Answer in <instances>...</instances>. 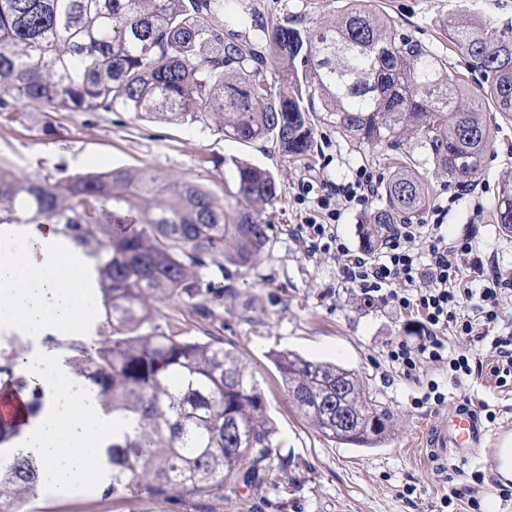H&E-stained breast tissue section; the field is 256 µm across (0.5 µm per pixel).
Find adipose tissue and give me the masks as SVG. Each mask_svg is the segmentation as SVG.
Masks as SVG:
<instances>
[{"instance_id":"1","label":"adipose tissue","mask_w":512,"mask_h":512,"mask_svg":"<svg viewBox=\"0 0 512 512\" xmlns=\"http://www.w3.org/2000/svg\"><path fill=\"white\" fill-rule=\"evenodd\" d=\"M101 308L96 273L82 249L53 225L0 224V327L20 336H61L89 326ZM40 379L39 407L10 445L41 466L52 485L71 489L100 477L115 433L131 432L133 412H106L88 380L74 373L63 356L33 353L16 363L0 345V365Z\"/></svg>"}]
</instances>
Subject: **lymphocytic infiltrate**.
<instances>
[{
  "mask_svg": "<svg viewBox=\"0 0 512 512\" xmlns=\"http://www.w3.org/2000/svg\"><path fill=\"white\" fill-rule=\"evenodd\" d=\"M379 193V184L368 169H358L352 180L323 184L313 214L298 225L297 233L310 253L323 241L336 242L337 225L344 210L368 203ZM381 253L372 258L338 245L340 274L345 285L359 289L365 302L383 299L402 310L420 313L430 330L416 344L398 343L389 353L404 374H412L424 361L447 360L456 378L478 376L483 362L470 354L447 353L443 333L465 337L470 343L490 345L500 383L512 378V336L497 335L500 307L512 288L484 275L482 261H475L477 287L464 284L460 255L472 252L470 236L449 238L442 221L422 226L393 224L385 233Z\"/></svg>",
  "mask_w": 512,
  "mask_h": 512,
  "instance_id": "lymphocytic-infiltrate-1",
  "label": "lymphocytic infiltrate"
}]
</instances>
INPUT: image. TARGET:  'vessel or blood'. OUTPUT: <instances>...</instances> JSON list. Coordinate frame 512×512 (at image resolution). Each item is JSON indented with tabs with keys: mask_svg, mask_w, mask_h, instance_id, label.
I'll list each match as a JSON object with an SVG mask.
<instances>
[{
	"mask_svg": "<svg viewBox=\"0 0 512 512\" xmlns=\"http://www.w3.org/2000/svg\"><path fill=\"white\" fill-rule=\"evenodd\" d=\"M22 406L20 393H1L0 422L13 423ZM432 442L437 449L451 448L454 456L463 462L486 459L490 466V485L493 490L500 492L512 486V479L505 474L508 466L512 465V440L486 439L484 430L470 412L456 409L450 424L437 431Z\"/></svg>",
	"mask_w": 512,
	"mask_h": 512,
	"instance_id": "vessel-or-blood-1",
	"label": "vessel or blood"
}]
</instances>
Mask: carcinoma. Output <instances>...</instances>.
<instances>
[{
    "instance_id": "cac0c4a2",
    "label": "carcinoma",
    "mask_w": 512,
    "mask_h": 512,
    "mask_svg": "<svg viewBox=\"0 0 512 512\" xmlns=\"http://www.w3.org/2000/svg\"><path fill=\"white\" fill-rule=\"evenodd\" d=\"M348 0L329 25L276 22L264 32L269 52L224 35L212 18L224 0H0V115L18 104L70 112H132L168 122L211 120L240 143L270 140L281 153L311 149L314 104L351 141L390 146L409 136L437 171L472 181L489 147L487 106L512 119V30L460 11L441 34L483 81L418 43L399 41L390 22ZM236 206L226 212L198 182L151 168L90 171L53 182L0 166V224H56L93 245L106 335L76 348L72 363L99 388L103 407L135 411V434L107 455L103 495L144 493L196 500L198 512L220 489L281 484V443L246 364L220 342L157 322L154 302L176 299L196 312L215 294L205 270L249 266L269 249L259 205L279 197L267 169L231 160ZM426 176L399 164L384 204L366 216L373 250L391 224H410L426 208ZM496 222L512 236V180L499 186ZM289 396L307 423L341 444L377 447L393 431L391 412L359 374L290 351L271 353ZM4 384L22 385L32 403L39 384L0 366ZM345 386L355 429L336 431V384ZM42 480L35 460L0 459V508Z\"/></svg>"
}]
</instances>
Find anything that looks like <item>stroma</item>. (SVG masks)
Returning <instances> with one entry per match:
<instances>
[{
  "label": "stroma",
  "mask_w": 512,
  "mask_h": 512,
  "mask_svg": "<svg viewBox=\"0 0 512 512\" xmlns=\"http://www.w3.org/2000/svg\"><path fill=\"white\" fill-rule=\"evenodd\" d=\"M348 0H231L217 25L231 27L255 41L259 20H290L301 26L328 23ZM385 15L397 37L442 50L436 25L464 10L505 29L512 26V0H366ZM26 120L0 116V164L28 177L58 179L105 167L131 171L151 167L162 173L203 183L217 204L234 203L236 185L230 161L243 159L267 168L280 189L277 202L265 206L262 218L271 226L269 250L247 269L224 279L223 297L211 299L207 313H192L174 300L160 301V324L178 327L188 336H212L243 359L252 371L274 421L286 462L279 491L241 488L220 491L210 499L211 512H512V496L492 495L488 482L472 473L480 464L458 463L452 456H433L426 445L429 428L446 423L461 403L471 409L488 405L494 421H482L486 433L512 436V384L500 385L492 368L495 358L484 350L482 375L455 381L447 361L425 364L418 376L404 375L388 353L399 342L416 343L426 327L416 313L377 301L364 304L339 276L338 253H310L295 234L313 200L307 186L340 182L365 167L387 179L394 158H412L430 186L423 224L434 209H445L443 222L451 238L473 236L472 256H495L500 278L512 277V236L494 219L501 181L512 179V120L490 126L491 146L477 179L478 196H457V182L438 173L415 139L400 138L389 147L350 141L322 116H315L312 150L303 157L280 153L272 141L228 140L210 121L170 123L136 118L131 112H48L28 107ZM484 220L472 223L474 206ZM472 256L461 259L469 266ZM289 350L359 373L369 390L389 406L394 431L379 448L337 443L315 432L292 404L270 354ZM445 396L442 404L424 402L428 383ZM467 483L475 507L449 503L452 487ZM103 483L60 490L41 484L25 512H196L191 500H168L131 494L103 496Z\"/></svg>",
  "instance_id": "35a3bbf8"
}]
</instances>
